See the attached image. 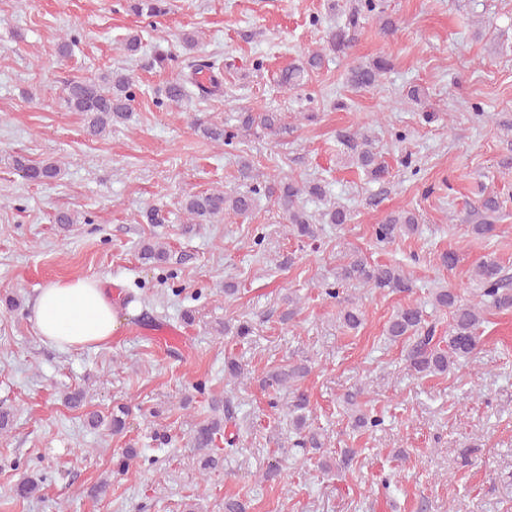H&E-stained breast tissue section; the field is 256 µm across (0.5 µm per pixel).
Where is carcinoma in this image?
<instances>
[{
	"label": "carcinoma",
	"mask_w": 512,
	"mask_h": 512,
	"mask_svg": "<svg viewBox=\"0 0 512 512\" xmlns=\"http://www.w3.org/2000/svg\"><path fill=\"white\" fill-rule=\"evenodd\" d=\"M126 9L138 16L156 18L170 10L169 0H123ZM382 0H357L345 23L336 26L328 33V50L338 56H346L358 39L361 20L370 14H382ZM324 62L321 50H310L306 54V66L283 70L279 76V85L291 89L300 85L302 75L308 70H318ZM190 72L183 78L169 82L164 97L158 106L170 103L179 104L197 94L206 100L218 94L223 87V71L220 58L212 55L207 59L194 61L189 65ZM390 70L389 61L380 56L367 62H359L349 69L347 82L356 90L368 91L379 85L381 79ZM136 98V87L132 78L121 70H113L98 79H82L68 82L63 88V101L73 112H82L87 118L90 135L100 136L107 127L127 119L132 111V102ZM281 121L276 112H246L239 119V130L250 133L263 130L276 131ZM202 134L217 144L230 145L236 134L224 129V125L211 123L201 128ZM343 146L345 163L363 171L371 180L384 178L387 169L375 140L361 128L345 129L337 134ZM13 165L24 176L33 181H49L61 173L58 161L46 159L33 161L25 156L13 158ZM268 194L275 197L280 209L288 216L290 232L302 240L315 241L320 236L321 225L334 224L342 227L351 222L352 215L346 206L330 201L319 215L309 213L303 205V199L310 197L323 200L326 197L325 186L317 179L273 180L265 186ZM258 188L247 191L213 192L189 195L181 203L188 220L194 224L210 222L218 218L230 220L245 216L255 204ZM504 204L495 192L483 194L474 210L476 220L467 225L466 232L489 240L496 236L497 225L491 217ZM418 216L409 211L389 215L381 224L374 225L373 234L379 244H391L398 238L409 237L417 232ZM141 255L145 260L164 262L167 250L158 243H146ZM471 279L476 285V295L465 299L452 288H437L432 292V305L450 314L448 323V341L436 339V325L427 320V314L419 304L408 303L394 311L388 321L386 335L393 341L406 344L405 360L416 376L442 375L448 373L460 357L473 355L480 343V329L485 322L484 314L492 309L512 310V274L492 253L486 254L474 262ZM390 294L411 293L413 280L409 272L392 264H372L359 252L346 255L336 267L335 282L323 285L324 294L336 300L339 306L337 319L342 326L355 330L363 323L364 313L359 305L343 295L342 288L350 283ZM310 372L303 362L288 363L268 370L260 380L262 389L277 394L288 391L290 400L288 409L294 414L296 428L300 431L296 446L319 450L324 447V438L312 430H306V418L303 412L309 406V399L302 389V381ZM224 376L242 384L251 379V371L238 360L229 358L224 361ZM361 389L357 388L344 396L349 422L355 430L373 429L382 425L383 419L372 408L360 400ZM129 410L125 406H116L112 412L103 415L93 412L87 416V425L92 428L106 426L117 435L126 429ZM235 419L233 402L224 400L222 416L205 421L196 427L193 440L195 447L211 450L216 447L217 436H224V443L235 445L234 434H226L227 425Z\"/></svg>",
	"instance_id": "1"
}]
</instances>
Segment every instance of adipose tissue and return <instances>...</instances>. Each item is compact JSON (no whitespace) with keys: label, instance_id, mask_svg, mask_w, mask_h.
Returning a JSON list of instances; mask_svg holds the SVG:
<instances>
[{"label":"adipose tissue","instance_id":"adipose-tissue-1","mask_svg":"<svg viewBox=\"0 0 512 512\" xmlns=\"http://www.w3.org/2000/svg\"><path fill=\"white\" fill-rule=\"evenodd\" d=\"M32 311L39 335L63 351L110 346L123 323L101 277L48 281L39 288Z\"/></svg>","mask_w":512,"mask_h":512}]
</instances>
